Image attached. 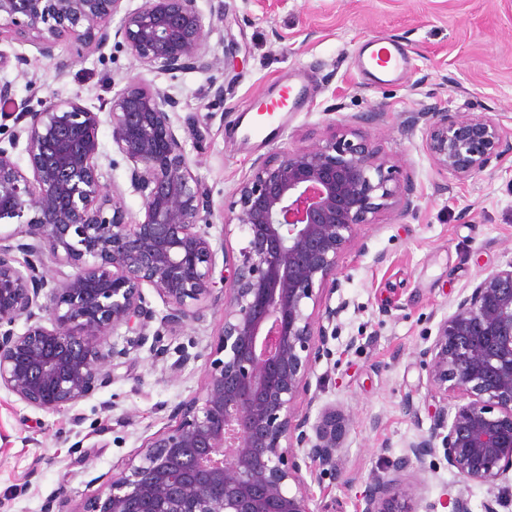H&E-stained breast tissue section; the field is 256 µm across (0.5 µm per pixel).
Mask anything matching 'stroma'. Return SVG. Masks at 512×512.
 I'll use <instances>...</instances> for the list:
<instances>
[{
	"mask_svg": "<svg viewBox=\"0 0 512 512\" xmlns=\"http://www.w3.org/2000/svg\"><path fill=\"white\" fill-rule=\"evenodd\" d=\"M224 19L205 30L211 69L170 78L142 72L114 46L76 53L59 45L54 57L4 37L0 82L16 103L79 98L99 109L127 78L141 75L179 102L175 122L187 140L193 171L207 185L213 238L237 254L241 235L225 226L231 193L252 161L272 148L310 147L332 135L366 134L386 158L410 171L414 209L392 211L362 225L339 261L344 303L340 330L309 377L313 411L332 407L347 418L336 480L302 468L312 512H357L372 473L385 469L428 434L440 394L428 383L421 356L459 293L512 262V155L467 181L439 173L422 146L421 130L404 134L427 105L462 115L486 114L512 125V0H224ZM238 46L237 65L224 64V42ZM401 46L409 60L399 80L364 72L361 47ZM28 58L17 69L14 53ZM292 87L286 111L262 143L244 139V112ZM377 113L370 124L352 115ZM224 327V307L202 322L163 329L166 358L149 345L130 348L109 386L75 412L48 413L0 389V512H45L59 486L69 512H81L103 479L138 463L149 440L174 423L172 411L203 385L207 356ZM193 359L172 364L180 350ZM413 403L416 413L404 406ZM84 420L74 423L73 413ZM403 487L415 512H451L466 490L472 512H483L486 486L462 487L444 455L424 473L407 471Z\"/></svg>",
	"mask_w": 512,
	"mask_h": 512,
	"instance_id": "35a3bbf8",
	"label": "stroma"
}]
</instances>
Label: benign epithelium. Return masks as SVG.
Segmentation results:
<instances>
[{"mask_svg": "<svg viewBox=\"0 0 512 512\" xmlns=\"http://www.w3.org/2000/svg\"><path fill=\"white\" fill-rule=\"evenodd\" d=\"M0 0V31L45 57L66 39L76 53L109 42L149 72L212 66L205 24L223 20L224 0L204 14L198 0ZM0 388L29 407L72 409L112 383L126 355L112 338L132 333L164 357L152 289L164 328L201 318L224 302V328L207 378L173 409L176 425L152 437L140 462L103 481L84 512H312L298 458L341 478L337 453L344 418L297 399L342 306L336 270L357 228L377 214L413 209L410 177L370 139L332 136L312 147H283L256 158L238 182L224 226L244 235L224 266L209 233V191L194 174L173 121L176 99L136 76L107 101L112 151L127 163L142 216L101 182L100 113L79 99L15 104L0 84ZM425 148L443 173L463 181L512 153V128L486 115L461 117L437 106L415 113ZM25 138L30 172L11 150ZM70 274L47 279L46 261ZM25 320L22 332L15 330ZM428 380L460 402L435 408L429 435L375 473L360 512H414L402 473L425 468L443 449L467 487L488 486L483 512L506 504L498 481L512 471V263L490 273L438 324ZM297 490L290 493L289 485Z\"/></svg>", "mask_w": 512, "mask_h": 512, "instance_id": "benign-epithelium-1", "label": "benign epithelium"}]
</instances>
